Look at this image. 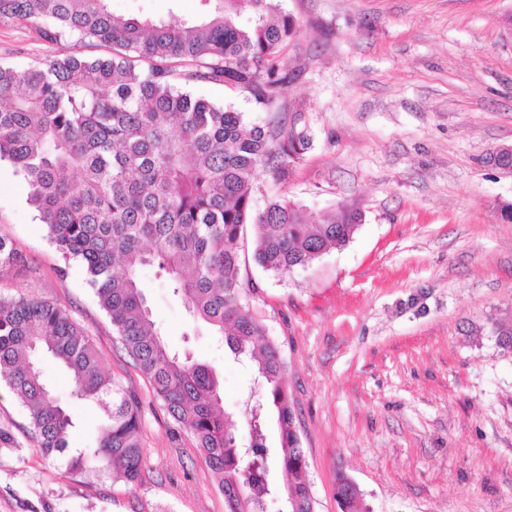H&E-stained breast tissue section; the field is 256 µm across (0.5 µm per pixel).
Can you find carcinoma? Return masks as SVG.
<instances>
[{
    "label": "carcinoma",
    "instance_id": "cac0c4a2",
    "mask_svg": "<svg viewBox=\"0 0 512 512\" xmlns=\"http://www.w3.org/2000/svg\"><path fill=\"white\" fill-rule=\"evenodd\" d=\"M110 2L0 0V23L34 26L52 42L111 49L107 56L74 51L25 70L0 66V160L25 179L29 203L62 257L85 267L122 347L215 474L227 512H269L278 502V512H290L293 500L312 512L280 350L244 310L242 233L252 226L257 264L286 275L345 246L362 213L341 205L311 222L283 199L255 208L260 176L287 179L311 147L302 114L265 129L188 91L222 84L249 92L262 110L276 108L294 75L282 55L297 23L275 0H202L210 8L190 22L128 18ZM19 260L15 244L0 237V272ZM147 268L232 355L254 363L263 398L244 405L246 441L224 410L214 366L172 351L155 328L141 281ZM46 360L67 374L72 398L104 409L93 446L70 450L74 416L46 382ZM0 383L26 408L43 459L73 473L139 480L138 398L103 373L69 311L35 297H0ZM272 415L275 452L266 445ZM336 498L340 512H362L344 474L336 476Z\"/></svg>",
    "mask_w": 512,
    "mask_h": 512
}]
</instances>
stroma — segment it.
<instances>
[{"label":"stroma","instance_id":"stroma-1","mask_svg":"<svg viewBox=\"0 0 512 512\" xmlns=\"http://www.w3.org/2000/svg\"><path fill=\"white\" fill-rule=\"evenodd\" d=\"M299 34L284 53L295 77L272 111L248 92L204 86L265 127L298 112L312 146L270 196L309 219L341 204L363 213L344 247L278 276L243 233L238 278L249 313L282 353L284 383L315 512H340L336 475L364 512H512V174L487 166L512 145V0H280ZM128 17L197 16L199 0H111ZM33 28L0 24V63L60 56ZM0 236L23 261L0 296L67 309L106 373L141 402L145 463L137 483L67 472L28 440L27 412L0 391V426L23 449L0 450V512H225L216 479L120 348L84 267L65 262L0 161ZM156 328L176 351L217 368L224 407L257 394L250 365L193 322L152 270L142 273Z\"/></svg>","mask_w":512,"mask_h":512}]
</instances>
